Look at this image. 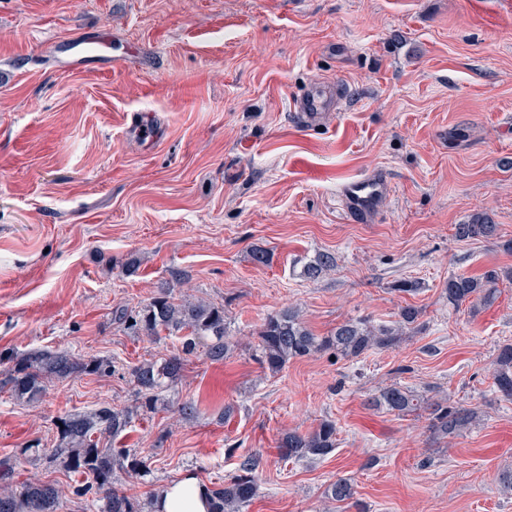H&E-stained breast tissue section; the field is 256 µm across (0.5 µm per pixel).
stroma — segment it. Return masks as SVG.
<instances>
[{
  "label": "stroma",
  "mask_w": 512,
  "mask_h": 512,
  "mask_svg": "<svg viewBox=\"0 0 512 512\" xmlns=\"http://www.w3.org/2000/svg\"><path fill=\"white\" fill-rule=\"evenodd\" d=\"M98 31L107 49L81 64L73 46ZM329 79L347 88L339 111L302 123L295 93ZM137 113L150 131L130 130ZM370 172L392 191L372 221L348 222L339 188ZM477 213L497 237L459 240ZM511 241L512 0H0V351L116 365L35 404L0 392V460L23 477L70 487L22 449L53 447L67 412L134 405L128 366L179 342L133 335L114 312L179 278L223 307L228 349L190 357L166 405L134 417L122 442L150 471L119 474L122 487L220 485L257 455L246 512H512V399L492 385L512 283L458 309L443 294L450 275L511 268ZM321 252L335 268L301 277ZM407 305L420 316L397 347L275 374L258 361L257 333L283 308L327 336L357 318L400 328ZM396 382L479 419L439 439L425 412L368 407ZM324 419L332 453L279 457L280 432ZM339 477L359 507L326 498Z\"/></svg>",
  "instance_id": "stroma-1"
}]
</instances>
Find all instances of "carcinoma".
Here are the masks:
<instances>
[{
  "mask_svg": "<svg viewBox=\"0 0 512 512\" xmlns=\"http://www.w3.org/2000/svg\"><path fill=\"white\" fill-rule=\"evenodd\" d=\"M496 235L497 225L481 214L474 216L470 223L456 227V237L462 240H489ZM335 266L334 255L319 253L303 266L302 275L315 280ZM502 275L512 280V268L480 277L452 275L445 283L444 295L455 308L475 299L487 302L494 297L493 285ZM175 288V282H167L139 310L124 309L118 313L119 321L136 336L159 340L165 334L180 340L176 352L129 368L142 409L152 410L163 400L164 393L176 383L185 362L198 348H205L212 360L224 358V308L203 300L178 299ZM258 336L261 363L273 373L297 357L332 351L356 358L373 349H390L400 340L399 330L377 328L366 319L347 320L330 335L317 336L303 323L298 312L290 308L269 315ZM494 365V385L502 395L512 397L511 343L498 347ZM113 373L115 365L111 358L84 355L66 348L31 349L21 354L0 352V391L6 389L27 403L39 401L47 383L53 380L110 377ZM369 404L399 416L423 410L429 416L431 430L442 439L459 435L478 419L473 409L425 398L399 383L382 389L369 399ZM133 418L132 408L102 406L91 411H71L56 422L54 447L24 448L22 452L82 476L72 494L85 499L94 512H144L145 503L118 486L116 479L121 471L139 475L148 470L145 459L131 453L129 448L114 445L131 426ZM336 435V423L325 419L307 433L284 435L280 453L297 460L325 457L335 450ZM259 466V459L249 456L224 484L208 489V512H244L257 493ZM13 475L14 466L0 461V512H62V494L56 485L31 479L15 482ZM326 495L336 502L350 501L357 505L353 501V485L345 478L332 482Z\"/></svg>",
  "mask_w": 512,
  "mask_h": 512,
  "instance_id": "1",
  "label": "carcinoma"
}]
</instances>
